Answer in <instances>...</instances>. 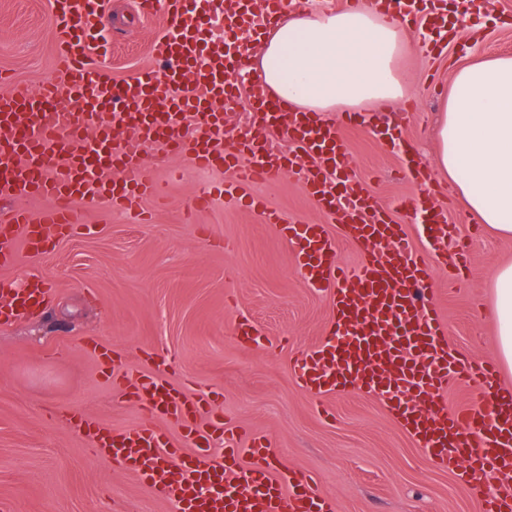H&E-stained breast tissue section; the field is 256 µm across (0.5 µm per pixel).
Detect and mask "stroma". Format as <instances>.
I'll use <instances>...</instances> for the list:
<instances>
[{
    "label": "stroma",
    "mask_w": 512,
    "mask_h": 512,
    "mask_svg": "<svg viewBox=\"0 0 512 512\" xmlns=\"http://www.w3.org/2000/svg\"><path fill=\"white\" fill-rule=\"evenodd\" d=\"M132 9L131 0H112L105 27V61L118 81L157 63L152 48L163 19ZM494 9L479 34L458 32L439 54L410 48L401 66L412 95L405 111L390 114L400 147L365 126L342 131L347 174L391 207L433 271L449 349L492 362L491 281L499 263L512 261V238L479 224L437 179L438 204L472 243L469 269L458 277L437 261L451 243L421 236L416 212L395 203L417 192L402 168L404 150L436 168L440 100L453 71L477 56L512 54V0H494ZM49 10L50 0H0V72L31 87L59 66ZM143 160L166 191L153 223L88 207L51 254L0 269V279L46 275L53 292L44 313L0 328V512H173L134 477L91 458L88 437L64 425L75 411L121 429L140 421L138 405L87 351L90 336L116 348L129 369L149 364L187 394L215 393L232 426L266 436L284 466L313 474L336 512H482V497L461 471L433 467L377 397L348 391L318 402L300 389L293 361L325 338L326 294L298 277L291 246L260 215L221 198L194 209L200 185L224 181V171L194 169L156 147ZM250 192L285 217L323 220L295 178L259 182ZM242 318L261 329L262 343L237 342L233 327Z\"/></svg>",
    "instance_id": "1"
}]
</instances>
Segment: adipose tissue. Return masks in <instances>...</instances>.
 <instances>
[{"instance_id": "adipose-tissue-1", "label": "adipose tissue", "mask_w": 512, "mask_h": 512, "mask_svg": "<svg viewBox=\"0 0 512 512\" xmlns=\"http://www.w3.org/2000/svg\"><path fill=\"white\" fill-rule=\"evenodd\" d=\"M408 45L405 29L375 10L312 9L284 17L253 69L304 112L395 106L410 97L400 67ZM442 109L439 172L471 216L512 237V55L459 69ZM492 286L498 358L512 369V262L498 265Z\"/></svg>"}]
</instances>
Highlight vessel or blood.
I'll list each match as a JSON object with an SVG mask.
<instances>
[{
	"instance_id": "b4317fda",
	"label": "vessel or blood",
	"mask_w": 512,
	"mask_h": 512,
	"mask_svg": "<svg viewBox=\"0 0 512 512\" xmlns=\"http://www.w3.org/2000/svg\"><path fill=\"white\" fill-rule=\"evenodd\" d=\"M343 3L409 24L441 21L417 14L410 0ZM107 6L108 0H51L59 70L38 89L14 83L0 92V201L6 205L0 211V267L15 264L23 251L48 254L73 229L79 207L105 204L137 214L145 200L160 198L159 183L142 162L147 145L163 144L196 169L230 172L231 180L198 188L196 208L221 197L260 213L293 248L300 278L328 295L327 339L297 359L298 385L316 398L382 393L435 467L464 469L476 488L488 473L498 475L501 488L484 498L483 512H512V391L503 388L497 366L449 350L431 269L409 235L366 182L336 185L346 150L335 120L289 111L257 81L240 92L233 79L246 58L239 33L256 39L274 28L283 0H136L140 14L164 18L155 44L163 65L121 82L97 58ZM237 101L267 136L244 130L226 142L223 107ZM279 129L287 146L271 138ZM403 168L418 188L425 232L450 235L447 209L433 202L430 172L410 156ZM286 173L299 177L325 223L285 221L249 193L251 183ZM20 198L49 205L32 210L17 206ZM335 222L364 253L357 269L337 261L327 231ZM49 296V289L1 279L0 327L12 326ZM87 347L113 386L139 405L144 421L117 429L74 412L68 429L87 433L95 456L131 474L176 512H334L309 474L275 465L268 439L225 428L210 397L187 396L148 371L129 374L96 339ZM462 371L482 380L484 410L441 407L442 391ZM162 420L180 423L179 439L159 428Z\"/></svg>"
}]
</instances>
